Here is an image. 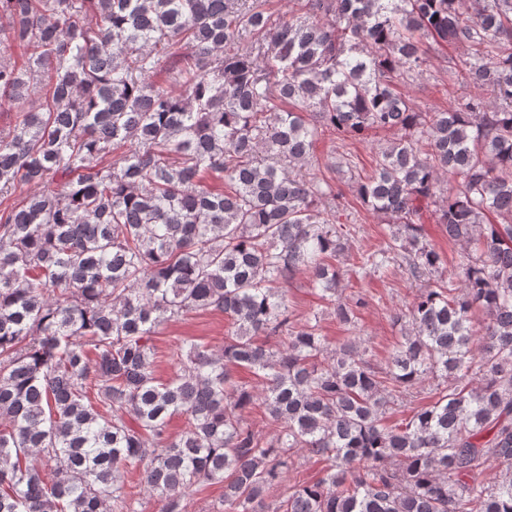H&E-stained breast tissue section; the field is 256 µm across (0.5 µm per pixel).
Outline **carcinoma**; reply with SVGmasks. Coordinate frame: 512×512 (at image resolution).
Listing matches in <instances>:
<instances>
[{
    "instance_id": "carcinoma-1",
    "label": "carcinoma",
    "mask_w": 512,
    "mask_h": 512,
    "mask_svg": "<svg viewBox=\"0 0 512 512\" xmlns=\"http://www.w3.org/2000/svg\"><path fill=\"white\" fill-rule=\"evenodd\" d=\"M295 2L273 21L259 0H0V106L19 109L0 205L30 187L0 208V512H131L137 469L159 512L215 483V512H512V0ZM427 40L467 47L496 104L417 111L400 83ZM315 117L342 140L400 134L352 185L397 225L375 270L439 267L420 218L440 198L448 240L478 253L421 290L383 370L286 303L306 272L339 322L360 305L336 299V193L294 173ZM208 309L232 322L224 352L186 342L158 381L156 330ZM429 374L435 401L387 422L390 388ZM258 400L271 438L243 421ZM301 451L322 477L268 501Z\"/></svg>"
}]
</instances>
